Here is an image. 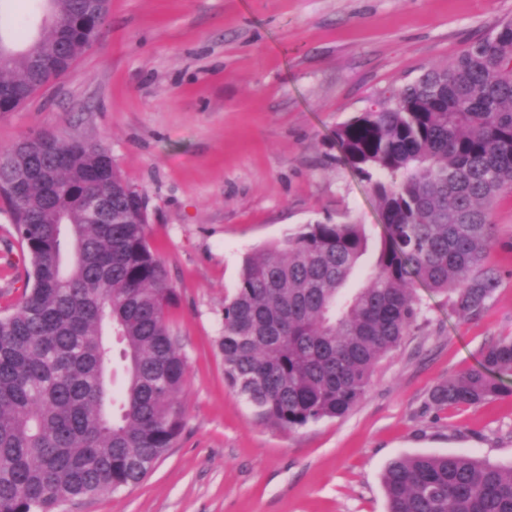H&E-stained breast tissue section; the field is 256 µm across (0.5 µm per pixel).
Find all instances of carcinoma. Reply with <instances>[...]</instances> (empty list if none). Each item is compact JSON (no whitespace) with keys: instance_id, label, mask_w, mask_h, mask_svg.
<instances>
[{"instance_id":"1","label":"carcinoma","mask_w":512,"mask_h":512,"mask_svg":"<svg viewBox=\"0 0 512 512\" xmlns=\"http://www.w3.org/2000/svg\"><path fill=\"white\" fill-rule=\"evenodd\" d=\"M50 20L22 51L0 36V95L16 111L65 75L104 26L110 0H41ZM370 186L382 231L307 224L247 254L224 299V380L255 417L295 431L342 419L377 364L425 319L415 289L469 315L498 277L490 204L512 190V21L430 66L336 130ZM0 212L31 281L0 316V512H56L139 483L183 429L186 360L167 323L178 304L148 241L145 199L102 143L51 135L0 147ZM512 337L431 392L442 407L512 394ZM388 512H512V466L458 454L399 456Z\"/></svg>"}]
</instances>
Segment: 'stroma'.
Here are the masks:
<instances>
[{
  "instance_id": "35a3bbf8",
  "label": "stroma",
  "mask_w": 512,
  "mask_h": 512,
  "mask_svg": "<svg viewBox=\"0 0 512 512\" xmlns=\"http://www.w3.org/2000/svg\"><path fill=\"white\" fill-rule=\"evenodd\" d=\"M512 20V0H111L65 76L15 112L0 144L36 135L102 142L148 204V239L177 307L184 429L139 484L58 512H387L398 456L512 465V395L459 408L432 389L512 336V192L490 207L499 280L476 316L420 288L426 320L377 365L342 419L293 432L256 419L224 381V298L243 257L316 222L381 232L375 198L341 159L337 129L391 90ZM25 270L0 212V312Z\"/></svg>"
}]
</instances>
